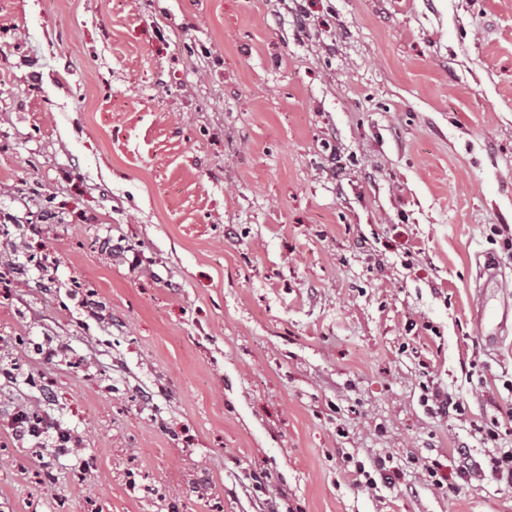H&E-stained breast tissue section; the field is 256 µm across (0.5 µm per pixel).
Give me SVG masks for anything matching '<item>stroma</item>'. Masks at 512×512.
<instances>
[{"instance_id": "stroma-1", "label": "stroma", "mask_w": 512, "mask_h": 512, "mask_svg": "<svg viewBox=\"0 0 512 512\" xmlns=\"http://www.w3.org/2000/svg\"><path fill=\"white\" fill-rule=\"evenodd\" d=\"M1 269L0 512H512V0H0ZM50 427L46 426L42 421L37 422L31 420L25 414L17 416L15 419V426L12 429L13 432L19 437L33 436L35 438H52V432ZM498 419H491L490 425H481L479 431L484 443L491 442L492 450L487 454L486 465L492 479L506 489H512V448H502L501 434L498 430Z\"/></svg>"}]
</instances>
